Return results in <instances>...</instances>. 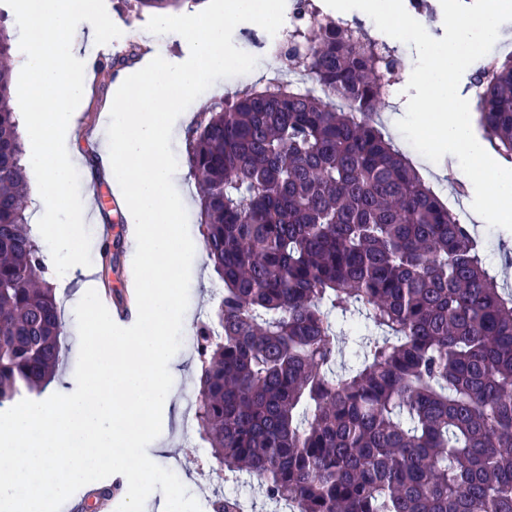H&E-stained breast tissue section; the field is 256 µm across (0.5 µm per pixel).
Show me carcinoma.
<instances>
[{
	"label": "carcinoma",
	"instance_id": "obj_1",
	"mask_svg": "<svg viewBox=\"0 0 512 512\" xmlns=\"http://www.w3.org/2000/svg\"><path fill=\"white\" fill-rule=\"evenodd\" d=\"M299 33L306 53L282 56L350 107L254 87L186 135L224 283L195 330L200 432L289 512H512V290L375 125L396 56L316 13ZM11 48L0 27V407L42 391L64 335L28 221ZM473 84L481 137L512 163V54ZM360 323L372 335L346 363Z\"/></svg>",
	"mask_w": 512,
	"mask_h": 512
}]
</instances>
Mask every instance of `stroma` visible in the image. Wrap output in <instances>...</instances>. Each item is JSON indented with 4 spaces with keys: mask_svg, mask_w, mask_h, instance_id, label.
Wrapping results in <instances>:
<instances>
[{
    "mask_svg": "<svg viewBox=\"0 0 512 512\" xmlns=\"http://www.w3.org/2000/svg\"><path fill=\"white\" fill-rule=\"evenodd\" d=\"M105 7L113 22L121 29L122 35L117 43L120 51L114 54L115 70L135 65L141 57L152 50L166 53L171 58L183 61L189 56V46L181 36L175 33L155 35L147 31L146 24L149 13L130 11L125 0H105ZM233 42L242 51L254 56L257 60L255 68L246 74L226 78L224 87L235 91L254 84L263 72L269 71V59L261 49L262 40L255 31L244 26H236L233 31ZM112 87L108 84L92 82L89 98L77 108V125L81 130L78 140L73 145L74 152L81 157L97 153L103 140L107 138V127L110 121L109 111L103 110L102 104L110 99ZM98 188L100 201L93 205L85 225L92 228L90 253L92 259V282L100 299L106 306H113L115 301L131 302L132 290L130 281V264L128 254H121L119 261L112 268H104L101 260V248L105 241L127 239L129 232L125 217L116 202L114 188L109 182L103 181L91 185L88 178H81L80 192L88 194L91 188ZM462 223L474 224L470 211L460 214ZM481 248L487 255L500 282L512 281V267L503 266L500 261L501 248L512 249V231L491 227L485 224H474ZM189 233L195 246V254L191 265L189 286V302L187 310L193 319H200L205 312L218 303L224 286L218 280L208 263L202 235V226L198 210L188 213ZM181 367L180 373L173 378L179 402L191 405L195 388V371L198 367V354L194 341L193 329L181 333V347L174 356ZM191 413H183L180 420L170 422L167 429L162 430L158 442L150 443L147 454L151 460L162 467L178 466L182 476L189 480V495L199 502L202 512H212L211 503L214 497L222 492L240 489L249 505V512H273L271 506L261 496L257 481L246 474L223 483L209 485L207 490L197 486L198 468L201 462L210 461V448L202 438L197 426L191 423Z\"/></svg>",
    "mask_w": 512,
    "mask_h": 512,
    "instance_id": "1",
    "label": "stroma"
}]
</instances>
